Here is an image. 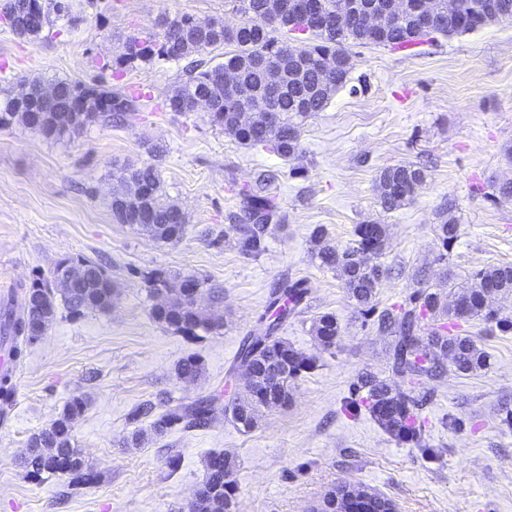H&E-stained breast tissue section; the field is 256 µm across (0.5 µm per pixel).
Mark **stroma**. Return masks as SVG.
<instances>
[{
	"instance_id": "35a3bbf8",
	"label": "stroma",
	"mask_w": 512,
	"mask_h": 512,
	"mask_svg": "<svg viewBox=\"0 0 512 512\" xmlns=\"http://www.w3.org/2000/svg\"><path fill=\"white\" fill-rule=\"evenodd\" d=\"M79 23L54 19L30 43L0 24V88L24 90L40 78L92 82L129 34L153 35L164 18L241 21L230 0H73ZM184 78L177 61L139 63L124 87L150 89L140 112L121 125L94 124L64 141L25 126L0 128V295L49 275L57 260L81 255L106 263L120 286L111 310L71 318L59 310L49 332L32 344L13 380L12 422L0 425V512H187L205 478L209 452L227 450L240 465L236 512H312L329 490L359 486L389 498L396 512H512V332L478 321L467 329L488 355L474 373L445 372L403 380L392 359L393 336L363 316L335 271L315 257L311 234L324 226L343 246L355 225H386L388 275L377 310H397L422 287L445 290L441 277L512 265V201L497 184L512 181V22L437 36L418 54L358 46L346 87L325 111L306 120L304 175L278 156L248 149L210 122L208 113L165 111L163 101ZM155 163L167 199L189 217L177 243L153 240L120 224L110 207L112 170ZM399 162L427 164L417 197L386 212L376 178ZM262 170L277 172L270 191L283 229L256 258L239 254L228 230L240 209L237 191ZM453 206L458 240L442 250L435 233L441 208ZM160 269L171 281L193 275L222 286L224 328L192 343L158 323L143 276ZM304 280L302 313L279 332L315 355L317 366L293 384L288 407L265 410L257 426L237 429L216 417L206 430L154 434L134 425L146 399L188 402L220 390L243 393L229 369L274 287ZM334 314L341 335L321 349L312 324ZM198 354L204 373L177 378L175 367ZM423 394L415 415L422 447L399 443L367 413L347 412L362 374ZM85 412L73 440L97 481L62 500V481L26 479L19 459L29 438L61 414L72 395ZM142 429L139 446L127 445ZM180 455L170 468L168 451Z\"/></svg>"
}]
</instances>
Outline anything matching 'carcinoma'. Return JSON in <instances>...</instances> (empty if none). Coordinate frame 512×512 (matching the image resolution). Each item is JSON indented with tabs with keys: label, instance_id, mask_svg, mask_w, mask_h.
Returning a JSON list of instances; mask_svg holds the SVG:
<instances>
[{
	"label": "carcinoma",
	"instance_id": "obj_1",
	"mask_svg": "<svg viewBox=\"0 0 512 512\" xmlns=\"http://www.w3.org/2000/svg\"><path fill=\"white\" fill-rule=\"evenodd\" d=\"M281 0H231L233 8L243 16L234 34L228 33L223 23L210 20L206 30L196 31L195 18L189 15L166 18L161 32L141 37L133 34L126 38L123 51L112 64V75L117 77L130 64L153 60L180 61L192 54L224 47V62L209 65L203 59L189 62L181 84L168 96L166 106L171 112H187L185 102L204 94L209 96L212 111L211 123L224 130L239 144L260 151L273 153L286 162L302 154L301 134L307 118L324 111L336 92L349 81L352 69V47L375 45L390 50L408 49L429 40L435 34H462L480 29L475 23L458 25L448 21L447 26L431 32L423 31L415 19L406 15L399 22L370 37L359 17L341 19L333 27H321L313 19L288 25V19L279 26L267 29L265 22L280 11ZM4 24L19 38L36 41L41 38L52 17H70L72 0H0ZM331 57L338 67L330 79L323 78L320 61ZM279 67L286 71L300 69L302 81L285 84L278 96L279 118L270 125L261 113L251 111L259 104L267 90L269 69ZM238 71L243 85L252 90L249 100L235 97L224 85V71ZM61 99L53 108H45L46 122L35 127L49 140L71 137L90 124L124 123L136 110L139 97L112 88L107 80L91 83L56 80ZM44 87L39 78L29 81L28 89L35 94L29 102L20 103L10 90H3L0 97V128L20 123L32 127L28 112L38 107L36 97ZM80 99L107 104L104 112L88 113L83 119H74L66 112L70 101ZM117 188L111 202L112 214L120 224H131L152 239L167 243L174 232L183 238L188 218L178 207L165 200L163 182L158 167L152 163L140 166L127 164L112 172ZM276 174L269 170L257 173L254 180L238 190L240 212L230 225L239 253L256 258L266 249V240L279 219L278 207L269 193ZM427 182L426 167L405 162L383 168L377 176L379 204L385 211H393L411 202ZM136 186L139 196L118 204L130 186ZM436 236L446 250L458 238L456 219L447 211L439 214ZM316 257L320 264L336 272L343 281L349 298L361 312L374 307L377 288L381 285L386 269L379 258L388 248L384 224H358L353 239L345 247L329 244L324 229L313 233ZM91 271L88 280L69 293L56 296L50 279H35L29 285L30 298L24 299V311L16 312L13 303L0 306V337L17 341L13 346L16 357H25L28 345L38 337L26 332L27 317L32 315L52 328L57 319L58 304H63L70 314L77 317L87 309L107 311L120 296L119 288L109 271L102 265L84 257ZM448 294L454 299L447 302L441 294L425 288L417 292L409 306L393 311L386 309L379 315V328L396 337L393 357L397 372L410 380L434 377L448 368L458 374H469L487 365L488 355L479 349L474 340L459 333L424 334L425 320L446 317L449 325L456 327L470 321L494 323L502 332L512 331V320L502 318L492 306L493 294H512V266L502 265L473 273L467 282L459 285L453 275L445 273ZM194 282L208 294L210 305L203 308L180 297L172 298L164 309L152 307L153 318L173 333L187 339L198 340L204 335L218 333L224 328V314L216 309L224 299L223 289L206 287V282L195 276L184 277ZM308 289L300 280L280 283L272 292L269 303L257 320L254 333L242 346L230 373L242 374L248 399L232 402L224 407L225 416L239 430L254 429L262 412L272 407H286L292 398V383L303 373L316 367V357L307 354L288 341L276 336L288 318L301 312ZM313 333L319 345L329 350L336 346L340 327L335 315L324 313L313 324ZM203 372L199 357L190 355L180 360L176 375L181 380H195ZM359 389L365 391L362 403L372 418L394 439L403 443L420 444L419 428L413 422L416 396L395 392L384 381L366 374L359 378ZM13 386L9 379H0V420L8 416L12 407ZM87 406L86 398L74 395L65 405L60 416L47 428L32 437L22 459L25 477L36 483L55 477L66 478L68 494L79 493L96 481V474L87 468L80 451L75 448L72 422ZM158 404L151 399L142 401L131 413V420L153 418L151 427L157 434H164L174 427L184 430L208 428L215 417V397H200L191 402H166V409L158 414ZM238 465L237 457L226 450L209 453L204 459L205 479L194 504V512H233L236 488L231 477ZM340 508L343 512H391L392 502L380 495L362 490H341Z\"/></svg>",
	"mask_w": 512,
	"mask_h": 512
}]
</instances>
